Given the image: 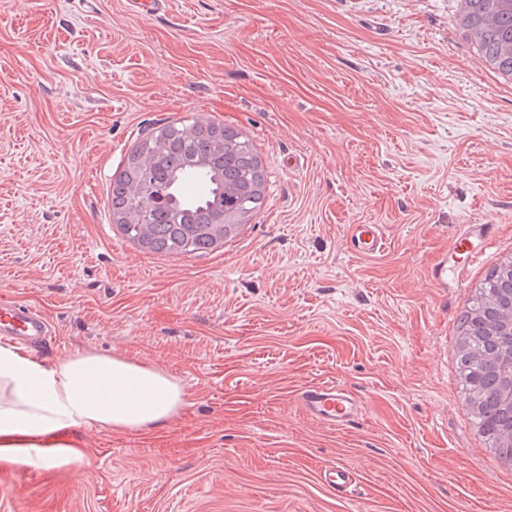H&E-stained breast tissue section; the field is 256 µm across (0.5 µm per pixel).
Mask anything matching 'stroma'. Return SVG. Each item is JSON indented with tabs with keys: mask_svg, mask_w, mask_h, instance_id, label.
<instances>
[{
	"mask_svg": "<svg viewBox=\"0 0 512 512\" xmlns=\"http://www.w3.org/2000/svg\"><path fill=\"white\" fill-rule=\"evenodd\" d=\"M456 0H0V292L89 351L184 392L150 432L75 429L68 456L0 451V512H512V466L471 422L458 319L512 257V83ZM215 121L264 166V203L203 255L120 232L112 181L143 129ZM378 224L371 256L347 246ZM492 224L465 287L428 267ZM365 404L333 428L305 385ZM342 468L346 492L323 481ZM352 251L358 255L370 256L383 247V236L378 224H352L348 230Z\"/></svg>",
	"mask_w": 512,
	"mask_h": 512,
	"instance_id": "stroma-1",
	"label": "stroma"
}]
</instances>
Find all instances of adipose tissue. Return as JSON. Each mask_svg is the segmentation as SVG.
Segmentation results:
<instances>
[{"instance_id":"1","label":"adipose tissue","mask_w":512,"mask_h":512,"mask_svg":"<svg viewBox=\"0 0 512 512\" xmlns=\"http://www.w3.org/2000/svg\"><path fill=\"white\" fill-rule=\"evenodd\" d=\"M182 406L181 386L150 365L78 352L47 367L0 347V450L65 448L79 427L148 432Z\"/></svg>"}]
</instances>
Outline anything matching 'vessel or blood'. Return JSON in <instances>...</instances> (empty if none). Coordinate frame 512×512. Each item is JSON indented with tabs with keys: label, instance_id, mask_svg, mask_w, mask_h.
Masks as SVG:
<instances>
[{
	"label": "vessel or blood",
	"instance_id": "obj_1",
	"mask_svg": "<svg viewBox=\"0 0 512 512\" xmlns=\"http://www.w3.org/2000/svg\"><path fill=\"white\" fill-rule=\"evenodd\" d=\"M352 251L370 256L383 247L379 225L353 224L348 230ZM495 227L491 224H465L449 248L443 249L430 267L432 280L442 288H461L474 267L493 247ZM52 329L41 310L13 298L0 296V337L18 342H40ZM300 400L305 412L331 427L343 428L364 412L362 401L340 384H316L304 388Z\"/></svg>",
	"mask_w": 512,
	"mask_h": 512
}]
</instances>
